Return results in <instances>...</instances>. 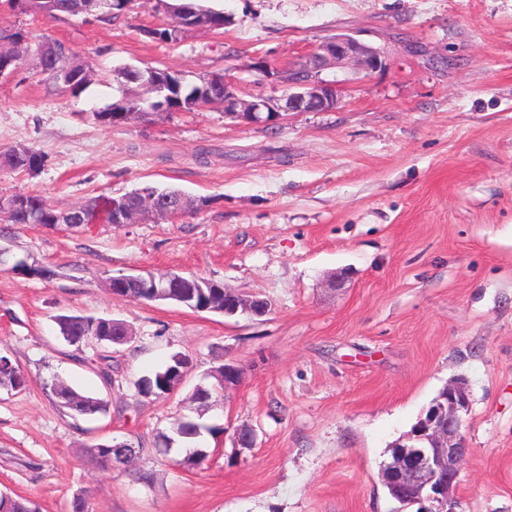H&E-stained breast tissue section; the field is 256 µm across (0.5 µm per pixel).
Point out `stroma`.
Masks as SVG:
<instances>
[{
	"label": "stroma",
	"mask_w": 512,
	"mask_h": 512,
	"mask_svg": "<svg viewBox=\"0 0 512 512\" xmlns=\"http://www.w3.org/2000/svg\"><path fill=\"white\" fill-rule=\"evenodd\" d=\"M220 30L147 39L166 16L130 0L110 22L21 14L0 2V28H22L91 58L96 76L60 90L27 56L0 78V151L23 144L36 172L0 167V197L37 193L56 209L147 184L206 196L209 207L142 224L0 223V248L52 272L0 271V355L23 372L0 389V492L70 512H400L380 479L389 448L449 381L464 380L469 450L458 512H512V0H200ZM349 34L384 65L324 70L340 104L274 127L217 109L168 112L107 129L125 66L220 73L242 98L282 85L284 70ZM174 270L267 300L257 318L118 298L110 277ZM60 314L112 318L131 341L104 354L58 333ZM192 360L175 393L136 381L174 352ZM238 365L235 388L205 411L190 396L213 367ZM102 398L73 416L55 381ZM203 434V465L153 449L175 419ZM254 428L253 447L235 443ZM142 447L127 468L99 467L88 446ZM153 473L146 484L140 473Z\"/></svg>",
	"instance_id": "35a3bbf8"
}]
</instances>
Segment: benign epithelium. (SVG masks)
<instances>
[{
  "label": "benign epithelium",
  "mask_w": 512,
  "mask_h": 512,
  "mask_svg": "<svg viewBox=\"0 0 512 512\" xmlns=\"http://www.w3.org/2000/svg\"><path fill=\"white\" fill-rule=\"evenodd\" d=\"M160 10L169 15L162 27L181 39L186 32L204 26L197 18L167 6L166 0H157ZM50 49L44 44L35 50L15 44L9 48L0 45V74L10 76L22 68L24 58L33 54L44 66ZM380 49L363 44L355 38L339 34L322 42L305 63L294 68L296 75L285 77V71L271 68L264 60L254 63V68L277 83L285 85L278 97L256 95L244 99L222 74H198L190 80L187 75L169 71L172 79L159 78L160 70L153 67L135 68L134 81L119 83V96L112 101V108L119 112L120 120L126 124L138 115L128 109V102L136 100L148 113L179 112L172 105L175 93L190 82L205 92L214 84H224V102L219 110L244 122L262 127H273L291 112H331L339 105L335 83L320 78V72L343 61H354L364 73H371L383 65ZM81 75L93 79L94 69L81 59L58 71V80L70 84L72 78ZM140 206L131 208L112 203L116 212L115 223L134 224L159 217L201 210L206 204L201 197H189L183 193L175 198H162L153 188L138 192ZM187 280L180 274L170 272L152 274L144 279L143 274H119L109 279L112 294L122 298L132 297L133 288H152L157 297H168L171 289L182 288ZM242 312L251 316H264L269 312L268 303L255 298L247 305L240 304L239 293L224 288V310L227 315ZM470 409V391L461 381L449 384L440 400L431 406L419 419L416 429L409 432L398 444L392 461L383 469L385 479L398 486L400 491L419 504V512H456L455 491L461 463L468 444L463 432V421ZM110 468L125 466L135 448L127 443H116L111 447Z\"/></svg>",
  "instance_id": "7a95c632"
}]
</instances>
